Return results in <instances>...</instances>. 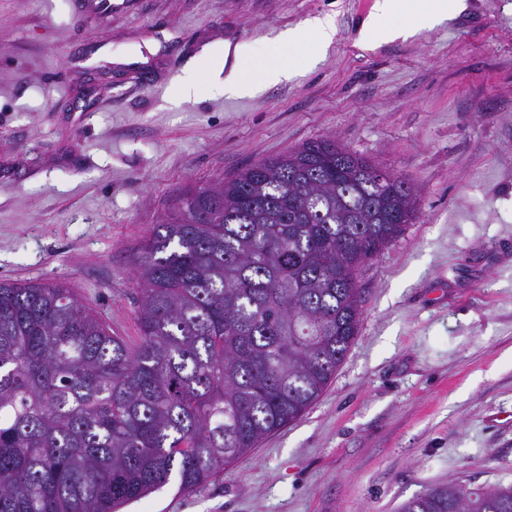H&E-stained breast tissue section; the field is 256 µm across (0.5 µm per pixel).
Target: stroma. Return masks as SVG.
Returning a JSON list of instances; mask_svg holds the SVG:
<instances>
[{
    "instance_id": "stroma-1",
    "label": "stroma",
    "mask_w": 512,
    "mask_h": 512,
    "mask_svg": "<svg viewBox=\"0 0 512 512\" xmlns=\"http://www.w3.org/2000/svg\"><path fill=\"white\" fill-rule=\"evenodd\" d=\"M0 0V280L58 282L138 335L141 241L186 189L331 138L395 173L410 224L356 274L358 335L319 400L191 493L122 512H398L428 486L512 484V0H462L409 37L375 0ZM314 66L252 98L176 97L204 46ZM133 64L79 67L100 48Z\"/></svg>"
}]
</instances>
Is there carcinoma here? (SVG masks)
I'll return each instance as SVG.
<instances>
[{
	"label": "carcinoma",
	"instance_id": "obj_1",
	"mask_svg": "<svg viewBox=\"0 0 512 512\" xmlns=\"http://www.w3.org/2000/svg\"><path fill=\"white\" fill-rule=\"evenodd\" d=\"M416 211L333 139L180 196L140 245L138 342L57 283L0 282V512H118L190 493L330 385L356 271ZM400 512H512V485L435 484Z\"/></svg>",
	"mask_w": 512,
	"mask_h": 512
}]
</instances>
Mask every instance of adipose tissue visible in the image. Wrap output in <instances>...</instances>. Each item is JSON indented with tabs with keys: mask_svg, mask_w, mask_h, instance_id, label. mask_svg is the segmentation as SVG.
<instances>
[{
	"mask_svg": "<svg viewBox=\"0 0 512 512\" xmlns=\"http://www.w3.org/2000/svg\"><path fill=\"white\" fill-rule=\"evenodd\" d=\"M409 17L404 30H387L388 19L397 12ZM448 16V0H376L367 23L368 33L389 31L391 37L415 34L418 28L431 27ZM336 35L331 16H317L300 26L280 32L278 40L291 47L290 55L262 63L252 62L242 46L223 43L207 47L199 62L185 70L178 96H195L198 70L206 68L212 94L225 97L253 96L266 87L290 80L298 70L314 65L326 54Z\"/></svg>",
	"mask_w": 512,
	"mask_h": 512,
	"instance_id": "adipose-tissue-1",
	"label": "adipose tissue"
}]
</instances>
